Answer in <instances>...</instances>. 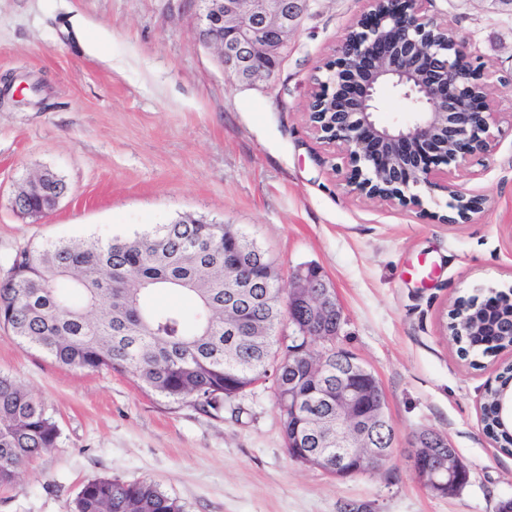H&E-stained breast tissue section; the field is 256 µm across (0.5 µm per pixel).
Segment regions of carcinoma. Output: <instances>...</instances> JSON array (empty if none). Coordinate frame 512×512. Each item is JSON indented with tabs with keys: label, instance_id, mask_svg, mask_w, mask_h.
Returning <instances> with one entry per match:
<instances>
[{
	"label": "carcinoma",
	"instance_id": "1",
	"mask_svg": "<svg viewBox=\"0 0 512 512\" xmlns=\"http://www.w3.org/2000/svg\"><path fill=\"white\" fill-rule=\"evenodd\" d=\"M66 189L54 174L42 178L41 194L23 199L40 209ZM222 224H163L149 233L107 243L79 240L20 251L11 275L0 283V326L19 344L70 367L112 369L136 377L144 387L174 404L216 413L249 386L273 377L276 405L292 389L315 414L313 430L336 421V408L320 392L336 384L332 345L315 346L317 337L273 351L275 332L285 316L271 300L276 288L252 289L240 318L252 336L225 330L226 288ZM172 290L190 296L198 312L190 320L178 308L155 307L153 295ZM459 306L471 317L470 330L454 340L465 353L512 345L505 335L512 324V303L494 305L475 298ZM487 389L484 427L512 453V434L497 425L496 392L512 379V367ZM291 458L317 448L316 440L296 447L297 421L281 418ZM55 421L30 391L0 375V485L17 478L27 460L57 446ZM72 512H184L183 506L152 481L124 482L100 477L85 483Z\"/></svg>",
	"mask_w": 512,
	"mask_h": 512
}]
</instances>
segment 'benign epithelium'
<instances>
[{
	"label": "benign epithelium",
	"mask_w": 512,
	"mask_h": 512,
	"mask_svg": "<svg viewBox=\"0 0 512 512\" xmlns=\"http://www.w3.org/2000/svg\"><path fill=\"white\" fill-rule=\"evenodd\" d=\"M201 32L218 53L225 74L240 83L266 82L280 68L290 36L311 7V0H199ZM435 29L444 36L425 37ZM353 41L343 37L325 63L326 80L314 87L331 99V111L308 113L320 141L338 149L349 171L351 191L388 204L421 207L413 188H442L454 200L463 222L481 210L482 199L451 183L453 170L491 148L494 100L484 72L467 48L448 33V25L424 13V0H367V9L351 27ZM399 93L413 108L412 120L384 124L377 119L381 94ZM391 177L390 191L372 192L375 177ZM229 304L248 299L253 278L225 280ZM288 318L304 336H340L342 309L335 289L313 265L300 267L288 290ZM347 375L336 379L327 397L336 403V435L321 440L322 452L304 453L302 462L323 468L335 465V476L348 477L352 459L383 467L386 450L369 428L386 425V396L373 372L357 357L347 356ZM372 393L365 404V393ZM367 413H362L364 406ZM498 419L512 426V387L497 393ZM446 438L418 434L413 461L424 466L422 479L436 494L459 484L457 455L444 453Z\"/></svg>",
	"instance_id": "obj_1"
}]
</instances>
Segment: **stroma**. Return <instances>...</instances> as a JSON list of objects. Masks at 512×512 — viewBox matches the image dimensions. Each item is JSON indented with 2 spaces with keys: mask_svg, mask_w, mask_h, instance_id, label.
<instances>
[{
  "mask_svg": "<svg viewBox=\"0 0 512 512\" xmlns=\"http://www.w3.org/2000/svg\"><path fill=\"white\" fill-rule=\"evenodd\" d=\"M365 9L314 0L281 68L246 86L203 39L196 0H0V74L45 82L0 101V282L26 248L106 243L184 215L233 225L274 261L281 289L320 267L343 308L337 344L375 374L395 431L382 469L339 479L291 459L272 381L215 415L128 374L61 365L0 327V373L60 430L0 486V512H70L97 477L153 481L184 512H497L512 497V454L481 412L512 348L464 358L445 331L457 300L512 294V5H426L479 56L497 105L491 151L454 174L484 200L458 224L444 190L421 191L419 209L352 193L309 127L312 77ZM43 169L67 193L47 215L21 214L15 191ZM424 430L468 466L459 492L434 494L414 474L407 451Z\"/></svg>",
  "mask_w": 512,
  "mask_h": 512,
  "instance_id": "35a3bbf8",
  "label": "stroma"
}]
</instances>
